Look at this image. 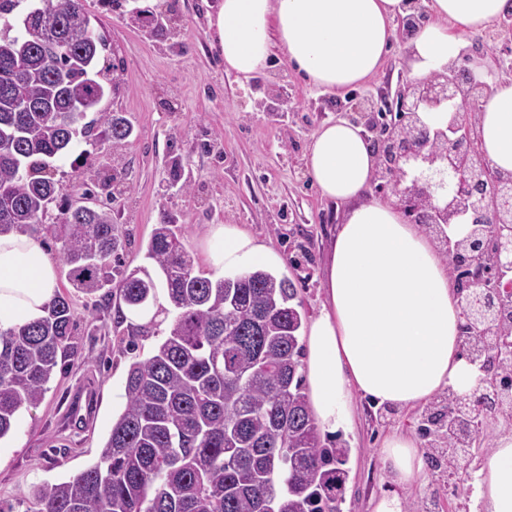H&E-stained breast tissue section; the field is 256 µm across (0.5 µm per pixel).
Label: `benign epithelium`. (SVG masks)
Returning <instances> with one entry per match:
<instances>
[{
    "mask_svg": "<svg viewBox=\"0 0 512 512\" xmlns=\"http://www.w3.org/2000/svg\"><path fill=\"white\" fill-rule=\"evenodd\" d=\"M488 85L473 68L449 65L423 80H405L394 103L401 120L372 139L377 154L373 184L389 193L409 224H426L465 275L458 280L465 323L485 328L484 348L475 358L484 373L469 393L455 395L453 416L440 429L459 432L452 449L457 458L479 447L483 433L471 421L477 411L512 410V387L498 375L512 362V315L502 293L486 287L487 277L512 281V174L492 170L478 147L477 114ZM452 110L444 129L429 125L421 113ZM380 107L366 98L354 107L358 122L375 130ZM455 220L472 225L454 241L445 227ZM487 257L478 264L476 258Z\"/></svg>",
    "mask_w": 512,
    "mask_h": 512,
    "instance_id": "1",
    "label": "benign epithelium"
}]
</instances>
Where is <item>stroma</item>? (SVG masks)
Returning a JSON list of instances; mask_svg holds the SVG:
<instances>
[{
    "mask_svg": "<svg viewBox=\"0 0 512 512\" xmlns=\"http://www.w3.org/2000/svg\"><path fill=\"white\" fill-rule=\"evenodd\" d=\"M85 4L107 37L119 84L99 108L122 113L134 131L118 144L102 141L87 163L58 161L60 199L78 201L90 188L97 202H111L120 212L121 262L130 269L146 265V245L162 213L175 217L196 273L209 278L211 226L238 225L283 257L279 276L293 281L305 318L317 316L329 245L344 208L320 196L306 170L307 149L323 122L355 120L360 100L394 94L408 70L404 40H397L375 77L333 93L307 84L278 51L251 80L226 72L209 27L221 0ZM468 42L486 51L478 73L482 81L512 78V53L503 48L500 27L469 36ZM176 149L191 176L187 191L172 185L168 159ZM57 281L58 293L74 301L81 357L55 368L40 404L22 409L14 430L0 439V506H12L13 512H27L34 486L64 481L98 458L124 409L130 364L149 356L167 331L165 322L147 313L128 314L120 324L101 315L110 289L77 291L66 265H58ZM90 378L100 385L101 404L88 424L76 428L70 407ZM442 407L434 400L408 412L376 410L356 399L350 430L322 438L326 447L348 451L342 512H373L387 487L380 455L385 438L399 429L427 448L420 428ZM471 477L464 471L452 485L445 466L431 465L425 482L409 495L417 512H470Z\"/></svg>",
    "mask_w": 512,
    "mask_h": 512,
    "instance_id": "35a3bbf8",
    "label": "stroma"
}]
</instances>
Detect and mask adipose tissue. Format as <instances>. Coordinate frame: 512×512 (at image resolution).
<instances>
[{
    "mask_svg": "<svg viewBox=\"0 0 512 512\" xmlns=\"http://www.w3.org/2000/svg\"><path fill=\"white\" fill-rule=\"evenodd\" d=\"M429 17L408 38L410 76L457 62L469 35L512 14V0H426ZM406 0H222L211 27L226 68L251 77L272 50L315 87L343 90L375 76L396 38ZM479 147L512 173V80L492 83L479 114ZM376 165L359 126L339 119L313 135L307 171L321 196L345 205L329 248L324 300L305 337L310 412L325 433L352 423L355 397L413 408L443 392L465 394L480 373L461 350L462 304L432 237L394 200L367 197ZM220 273L282 266L266 243L234 224L210 230ZM54 262L22 232L0 234V329L40 319L54 296ZM381 455L390 487L374 512H406L405 488L423 480L413 438L393 432ZM486 512H512V433L497 436L473 475Z\"/></svg>",
    "mask_w": 512,
    "mask_h": 512,
    "instance_id": "obj_1",
    "label": "adipose tissue"
}]
</instances>
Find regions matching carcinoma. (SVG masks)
I'll use <instances>...</instances> for the list:
<instances>
[{"label":"carcinoma","mask_w":512,"mask_h":512,"mask_svg":"<svg viewBox=\"0 0 512 512\" xmlns=\"http://www.w3.org/2000/svg\"><path fill=\"white\" fill-rule=\"evenodd\" d=\"M27 2L0 0V234L47 225L73 287L93 294L112 282L122 248L115 217L59 208L53 162L102 137L124 141L132 127L114 112L85 121L110 86L84 0H40L41 12ZM146 258L153 270L122 268L117 288L130 311L173 315L168 334L130 365L97 462L34 487L27 512H340L348 449L325 447L310 413L292 281L262 269L197 274L167 215ZM74 327L70 298L56 294L41 319L0 329V440L77 355Z\"/></svg>","instance_id":"1"}]
</instances>
